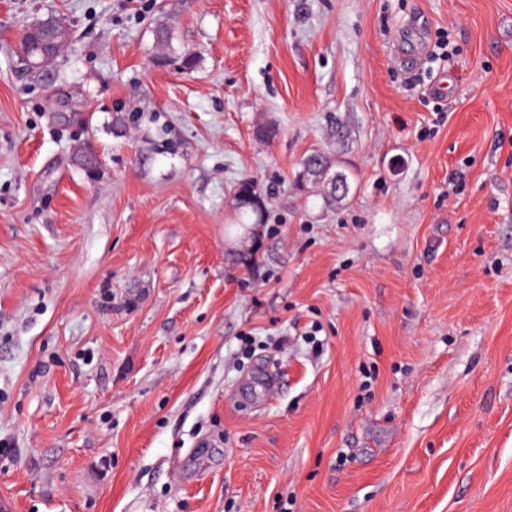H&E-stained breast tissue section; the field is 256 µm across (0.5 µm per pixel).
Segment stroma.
Listing matches in <instances>:
<instances>
[{
    "mask_svg": "<svg viewBox=\"0 0 512 512\" xmlns=\"http://www.w3.org/2000/svg\"><path fill=\"white\" fill-rule=\"evenodd\" d=\"M0 500L512 512V0H0ZM41 34L42 29L26 30L25 28L20 39L21 47L26 50L33 61L42 59L43 50L46 47L45 38ZM237 196L240 200L242 208L247 211L250 210L255 216V224H257L261 217L260 201L255 191L254 183L249 180L242 181L237 188Z\"/></svg>",
    "mask_w": 512,
    "mask_h": 512,
    "instance_id": "obj_1",
    "label": "stroma"
}]
</instances>
